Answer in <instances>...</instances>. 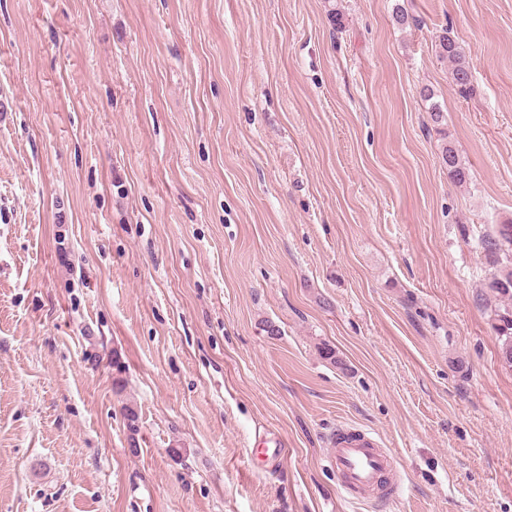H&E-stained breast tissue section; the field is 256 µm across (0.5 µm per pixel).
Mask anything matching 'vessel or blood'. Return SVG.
Here are the masks:
<instances>
[{
	"mask_svg": "<svg viewBox=\"0 0 512 512\" xmlns=\"http://www.w3.org/2000/svg\"><path fill=\"white\" fill-rule=\"evenodd\" d=\"M330 466L341 496L348 500L393 497L400 479L378 433L337 425L327 439Z\"/></svg>",
	"mask_w": 512,
	"mask_h": 512,
	"instance_id": "vessel-or-blood-1",
	"label": "vessel or blood"
}]
</instances>
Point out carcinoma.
<instances>
[{"label": "carcinoma", "mask_w": 512, "mask_h": 512, "mask_svg": "<svg viewBox=\"0 0 512 512\" xmlns=\"http://www.w3.org/2000/svg\"><path fill=\"white\" fill-rule=\"evenodd\" d=\"M435 51L440 59L448 62L451 84L456 93L462 97L471 95L474 90L472 60L466 56L450 29H443L436 37ZM441 155L449 179L459 186L469 184V169L462 163L452 143L444 144ZM483 250L491 268L484 287L495 299L492 328L504 338L501 356L503 362L512 367V222L501 225L497 234L485 238Z\"/></svg>", "instance_id": "obj_1"}]
</instances>
